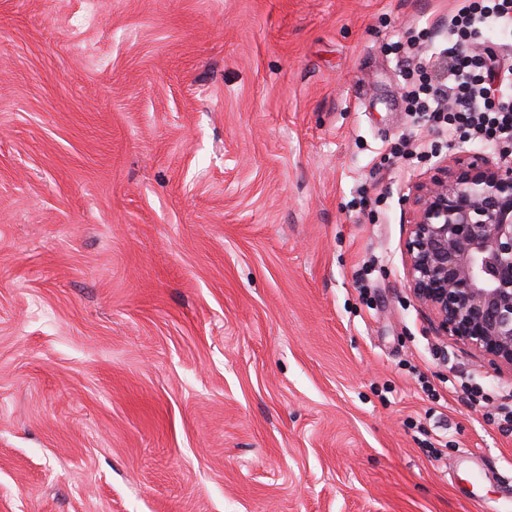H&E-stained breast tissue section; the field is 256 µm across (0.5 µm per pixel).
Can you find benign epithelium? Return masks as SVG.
I'll use <instances>...</instances> for the list:
<instances>
[{"mask_svg": "<svg viewBox=\"0 0 512 512\" xmlns=\"http://www.w3.org/2000/svg\"><path fill=\"white\" fill-rule=\"evenodd\" d=\"M408 287L452 336L512 375V155L462 151L407 198Z\"/></svg>", "mask_w": 512, "mask_h": 512, "instance_id": "7a95c632", "label": "benign epithelium"}]
</instances>
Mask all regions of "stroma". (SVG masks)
<instances>
[{
    "instance_id": "obj_1",
    "label": "stroma",
    "mask_w": 512,
    "mask_h": 512,
    "mask_svg": "<svg viewBox=\"0 0 512 512\" xmlns=\"http://www.w3.org/2000/svg\"><path fill=\"white\" fill-rule=\"evenodd\" d=\"M458 7L0 0V512H512V378L406 277Z\"/></svg>"
}]
</instances>
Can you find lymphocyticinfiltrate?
<instances>
[{
  "label": "lymphocytic infiltrate",
  "mask_w": 512,
  "mask_h": 512,
  "mask_svg": "<svg viewBox=\"0 0 512 512\" xmlns=\"http://www.w3.org/2000/svg\"><path fill=\"white\" fill-rule=\"evenodd\" d=\"M512 33V0H461L448 21V39L441 53L446 71L420 72L407 92L414 116L431 112L448 122L449 130L480 141L512 146V95L498 93L499 69L493 54H471L460 48L473 32Z\"/></svg>",
  "instance_id": "obj_1"
}]
</instances>
